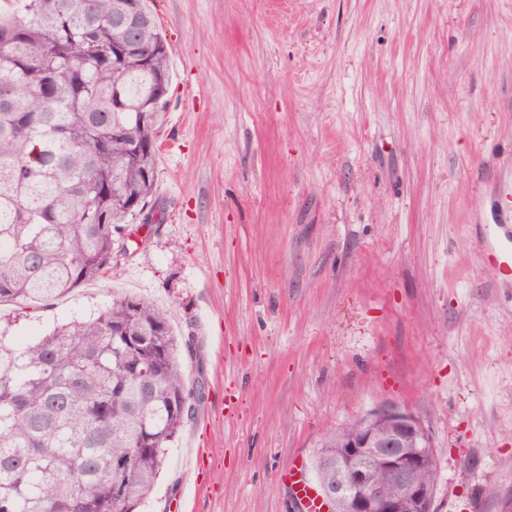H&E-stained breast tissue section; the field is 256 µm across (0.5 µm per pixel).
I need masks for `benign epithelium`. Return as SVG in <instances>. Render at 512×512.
Returning <instances> with one entry per match:
<instances>
[{"label":"benign epithelium","mask_w":512,"mask_h":512,"mask_svg":"<svg viewBox=\"0 0 512 512\" xmlns=\"http://www.w3.org/2000/svg\"><path fill=\"white\" fill-rule=\"evenodd\" d=\"M336 441L333 476L317 488L324 512H431L434 484L418 473L435 462L421 422L394 405L358 417Z\"/></svg>","instance_id":"benign-epithelium-1"}]
</instances>
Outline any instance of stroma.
<instances>
[{
  "instance_id": "obj_1",
  "label": "stroma",
  "mask_w": 512,
  "mask_h": 512,
  "mask_svg": "<svg viewBox=\"0 0 512 512\" xmlns=\"http://www.w3.org/2000/svg\"><path fill=\"white\" fill-rule=\"evenodd\" d=\"M170 54L151 199L111 268L32 342L114 296L170 309L197 398L139 512H292L282 473L370 409L436 448L433 512H512V0H150ZM486 243L483 258H491L500 266L512 267V236L498 232L494 235L487 234Z\"/></svg>"
}]
</instances>
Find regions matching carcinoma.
<instances>
[{"label": "carcinoma", "mask_w": 512, "mask_h": 512, "mask_svg": "<svg viewBox=\"0 0 512 512\" xmlns=\"http://www.w3.org/2000/svg\"><path fill=\"white\" fill-rule=\"evenodd\" d=\"M168 52L147 0L0 5V303L34 309L112 264L152 216ZM171 315L116 297L0 345V512H124L149 495L192 409ZM332 434L313 458L326 477Z\"/></svg>", "instance_id": "1"}]
</instances>
